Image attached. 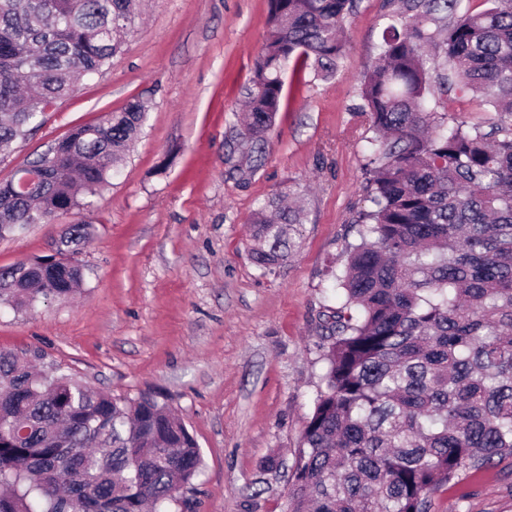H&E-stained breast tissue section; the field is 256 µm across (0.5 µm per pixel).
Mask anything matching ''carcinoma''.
Returning <instances> with one entry per match:
<instances>
[{"label":"carcinoma","instance_id":"1","mask_svg":"<svg viewBox=\"0 0 512 512\" xmlns=\"http://www.w3.org/2000/svg\"><path fill=\"white\" fill-rule=\"evenodd\" d=\"M389 0L363 75L357 244L333 273L323 387L292 453L282 512H430L432 497L512 457V0ZM355 0H269L242 138L262 157L289 67L329 79ZM137 0H0V148L120 52ZM496 114L448 125V95ZM137 102L74 128L52 163L0 181V237L93 205L139 131ZM299 209L251 217L254 262L289 255ZM77 265L0 268V303L68 299ZM202 455L156 398H114L0 350V512H167Z\"/></svg>","mask_w":512,"mask_h":512}]
</instances>
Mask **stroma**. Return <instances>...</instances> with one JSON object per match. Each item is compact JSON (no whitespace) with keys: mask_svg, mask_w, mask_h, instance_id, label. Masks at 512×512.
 I'll return each instance as SVG.
<instances>
[{"mask_svg":"<svg viewBox=\"0 0 512 512\" xmlns=\"http://www.w3.org/2000/svg\"><path fill=\"white\" fill-rule=\"evenodd\" d=\"M385 0H358L336 77L286 74L262 162L242 140L268 0H144L121 52L80 81L41 126L0 151V181L74 127L138 101L146 120L92 208L0 238V267L47 259L71 225L80 294L29 310L0 304V349L36 354L117 397L152 392L182 419L203 467L170 512H280L285 463L323 384L326 275L356 241L369 132L359 85L382 38ZM294 188L305 215L287 261L253 262L248 220ZM431 512H512V458L463 476Z\"/></svg>","mask_w":512,"mask_h":512,"instance_id":"35a3bbf8","label":"stroma"}]
</instances>
